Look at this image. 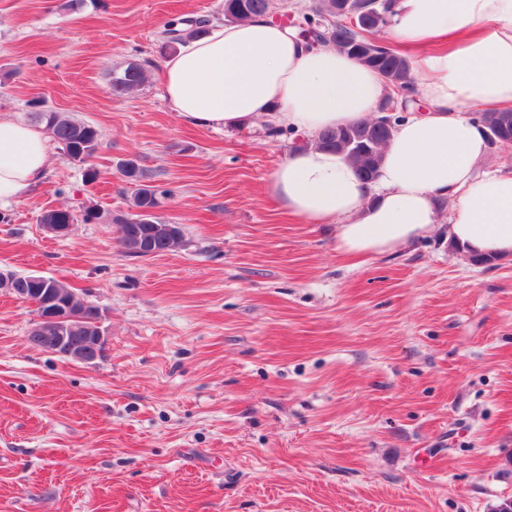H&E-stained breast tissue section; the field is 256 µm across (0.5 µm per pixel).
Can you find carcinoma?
<instances>
[{"label": "carcinoma", "mask_w": 512, "mask_h": 512, "mask_svg": "<svg viewBox=\"0 0 512 512\" xmlns=\"http://www.w3.org/2000/svg\"><path fill=\"white\" fill-rule=\"evenodd\" d=\"M396 0H350V12L336 13V0H314L311 14L304 17L305 28L301 33L313 43H328L356 62L375 70L384 84L394 93L407 98L414 92L412 66L408 57L389 46L377 47L379 35L387 28L394 12ZM273 8L272 0H224V23L235 24L254 16L264 15ZM209 20L204 18L181 19L168 24L161 49L174 51L177 45L191 37L208 33ZM146 79L144 64L130 63L120 71L112 73V93L123 96L138 87ZM395 114H381L356 124L326 130L312 143L322 148H331L353 163L366 179L375 178L384 145L401 116L393 98L385 100ZM36 119L45 123L52 138L62 145L71 161L79 156H88V150L100 144L98 130L84 122L74 120L60 112H40ZM474 122L482 125L490 144L512 143V109L500 111H476ZM119 171L125 181L134 185L131 208L133 213L114 218L119 225V241L129 248L127 255L140 257L142 253L131 248L139 243L149 244L153 254L173 251L183 246V232L179 225H169L156 216L160 206L156 186L147 183V174L133 159L120 164ZM105 215L95 207H86L82 216L67 208L48 209L40 216L45 224L86 223L104 220Z\"/></svg>", "instance_id": "carcinoma-1"}]
</instances>
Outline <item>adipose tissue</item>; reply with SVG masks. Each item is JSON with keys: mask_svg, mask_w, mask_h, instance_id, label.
Instances as JSON below:
<instances>
[{"mask_svg": "<svg viewBox=\"0 0 512 512\" xmlns=\"http://www.w3.org/2000/svg\"><path fill=\"white\" fill-rule=\"evenodd\" d=\"M386 35L413 50L417 81L376 178L311 146L277 167L273 193L306 223L335 225L336 248L351 258L390 254L443 228L465 255L512 259V172H479L487 140L471 118L512 106V0H398ZM163 90L171 110L198 128L263 118L311 139L374 115L386 93L373 70L266 16L180 46ZM48 164L42 127L0 117V207L27 198Z\"/></svg>", "mask_w": 512, "mask_h": 512, "instance_id": "ef3b65f1", "label": "adipose tissue"}]
</instances>
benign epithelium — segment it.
I'll return each mask as SVG.
<instances>
[{"mask_svg":"<svg viewBox=\"0 0 512 512\" xmlns=\"http://www.w3.org/2000/svg\"><path fill=\"white\" fill-rule=\"evenodd\" d=\"M79 332L82 342L72 344L71 333ZM33 333L50 335V353L70 361L94 364L105 357L108 340L99 311L70 288H53L38 307Z\"/></svg>","mask_w":512,"mask_h":512,"instance_id":"obj_1","label":"benign epithelium"}]
</instances>
